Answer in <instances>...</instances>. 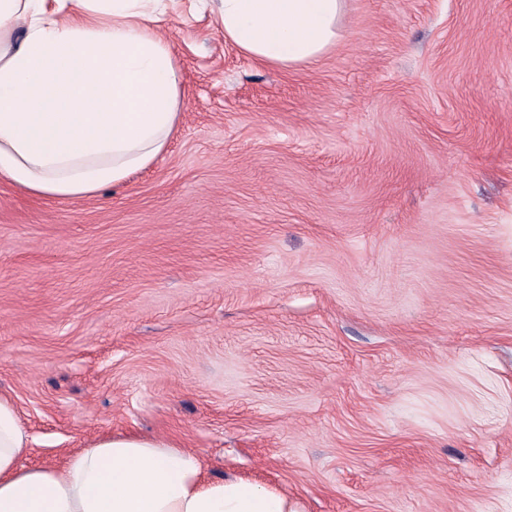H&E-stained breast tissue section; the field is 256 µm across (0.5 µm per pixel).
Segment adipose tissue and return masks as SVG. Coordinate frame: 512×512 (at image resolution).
I'll return each instance as SVG.
<instances>
[{"mask_svg":"<svg viewBox=\"0 0 512 512\" xmlns=\"http://www.w3.org/2000/svg\"><path fill=\"white\" fill-rule=\"evenodd\" d=\"M164 0H0V178L41 198H89L165 152L183 96ZM345 0H218L224 38L280 69L321 60ZM0 397V512H296L286 494L208 479L160 439L105 436L55 469Z\"/></svg>","mask_w":512,"mask_h":512,"instance_id":"ef3b65f1","label":"adipose tissue"}]
</instances>
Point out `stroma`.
Wrapping results in <instances>:
<instances>
[{
	"label": "stroma",
	"mask_w": 512,
	"mask_h": 512,
	"mask_svg": "<svg viewBox=\"0 0 512 512\" xmlns=\"http://www.w3.org/2000/svg\"><path fill=\"white\" fill-rule=\"evenodd\" d=\"M166 153L0 179V395L27 467L173 442L302 512H512V0H347L278 69L199 0Z\"/></svg>",
	"instance_id": "35a3bbf8"
}]
</instances>
